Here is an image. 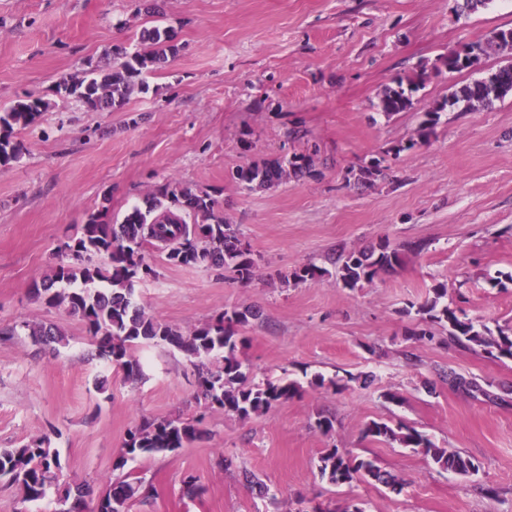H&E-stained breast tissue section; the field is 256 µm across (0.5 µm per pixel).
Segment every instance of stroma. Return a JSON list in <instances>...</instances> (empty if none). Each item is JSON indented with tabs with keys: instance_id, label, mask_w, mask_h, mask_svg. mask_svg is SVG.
<instances>
[{
	"instance_id": "35a3bbf8",
	"label": "stroma",
	"mask_w": 512,
	"mask_h": 512,
	"mask_svg": "<svg viewBox=\"0 0 512 512\" xmlns=\"http://www.w3.org/2000/svg\"><path fill=\"white\" fill-rule=\"evenodd\" d=\"M457 0H0V109L41 99L50 107L22 131L20 160L0 168V326L50 321L66 334L58 355L27 336L0 341V448L50 435L62 481L100 490L129 429L143 419L203 416L202 436L172 453L128 460L124 471L156 489L130 512H310L362 501L366 512H512V360L409 340L438 283L449 306L491 329L512 327V96L477 112L442 113L435 133L415 139L427 104L496 70L489 54L473 70L442 71L462 42L512 28V0L459 14ZM170 28L176 57L143 74L128 103L97 112L55 94L63 75L101 65L112 45L135 51L143 28ZM440 74H433V67ZM431 76L410 110L385 116V86ZM310 155L314 173L248 192L233 174L258 159ZM387 156L388 177L371 187L353 175ZM212 192L258 260L241 285L224 268L177 267L152 252L156 278L136 283V301L189 331L229 308H256L244 330L254 380L288 377L301 395L242 420L205 409L194 370L170 347L142 345L136 381L93 356L84 323L46 307L30 288L58 260L88 215L122 217L169 181ZM423 242L403 268L344 287L334 254L381 241ZM313 263L322 277L287 284ZM452 371L489 396L449 387ZM345 389L309 387L315 375ZM398 393L397 401L386 398ZM334 427L322 433L319 418ZM402 422L438 447L471 457L477 473L437 470L430 459L363 435L366 422ZM348 449L405 481L402 492L322 479L320 456ZM232 458V468L217 464ZM274 487L261 499L239 468ZM196 476L199 498L182 495ZM491 486L495 495L481 493Z\"/></svg>"
}]
</instances>
